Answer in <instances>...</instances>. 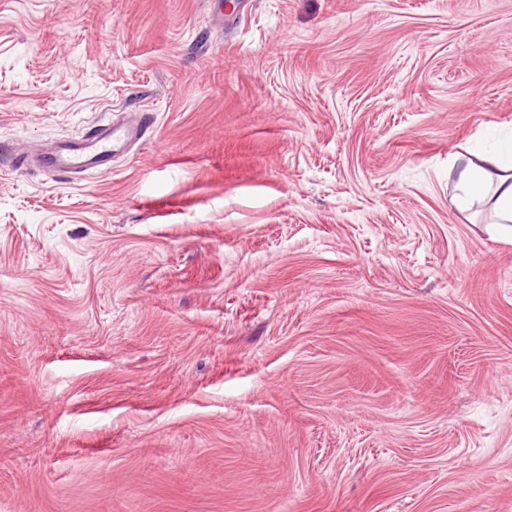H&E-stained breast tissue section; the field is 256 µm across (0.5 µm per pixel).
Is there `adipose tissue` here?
Listing matches in <instances>:
<instances>
[{
  "instance_id": "obj_1",
  "label": "adipose tissue",
  "mask_w": 512,
  "mask_h": 512,
  "mask_svg": "<svg viewBox=\"0 0 512 512\" xmlns=\"http://www.w3.org/2000/svg\"><path fill=\"white\" fill-rule=\"evenodd\" d=\"M451 170L453 204L459 211H468L476 200L487 197L493 203L494 223L504 227L512 223V146L454 159Z\"/></svg>"
}]
</instances>
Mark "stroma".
<instances>
[{
	"label": "stroma",
	"mask_w": 512,
	"mask_h": 512,
	"mask_svg": "<svg viewBox=\"0 0 512 512\" xmlns=\"http://www.w3.org/2000/svg\"><path fill=\"white\" fill-rule=\"evenodd\" d=\"M213 15L0 0V512H512V0ZM151 127L149 112H134L107 123H90L72 137L57 139L34 154L21 152L16 170L36 168L53 179H74L94 172H111L112 159L127 153ZM473 157L456 158L451 164L455 175L453 204L468 211L482 197L493 201L492 224L508 232L512 227V146L494 152H478Z\"/></svg>",
	"instance_id": "obj_1"
}]
</instances>
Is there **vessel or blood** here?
Listing matches in <instances>:
<instances>
[{"instance_id":"obj_1","label":"vessel or blood","mask_w":512,"mask_h":512,"mask_svg":"<svg viewBox=\"0 0 512 512\" xmlns=\"http://www.w3.org/2000/svg\"><path fill=\"white\" fill-rule=\"evenodd\" d=\"M151 116L134 112L106 123H90L72 137L52 142L36 153H20L15 169L36 168L55 179H73L94 172H108L113 159L127 153L143 139Z\"/></svg>"}]
</instances>
